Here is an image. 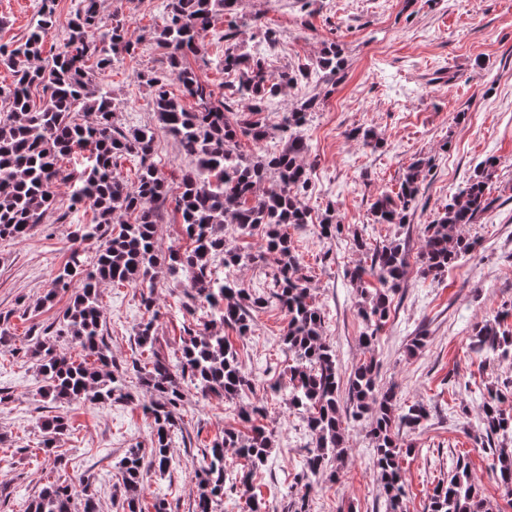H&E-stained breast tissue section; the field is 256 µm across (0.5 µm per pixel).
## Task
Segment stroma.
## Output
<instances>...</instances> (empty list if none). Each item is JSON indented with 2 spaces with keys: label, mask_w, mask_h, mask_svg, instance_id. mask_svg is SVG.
I'll return each instance as SVG.
<instances>
[{
  "label": "stroma",
  "mask_w": 512,
  "mask_h": 512,
  "mask_svg": "<svg viewBox=\"0 0 512 512\" xmlns=\"http://www.w3.org/2000/svg\"><path fill=\"white\" fill-rule=\"evenodd\" d=\"M104 16L125 18L137 41L135 57L94 75L95 82L121 104L119 121L134 127L154 123L151 90L137 72H165L164 51L154 35L166 22L162 0H99ZM35 0H0V44L20 38L35 18ZM260 16L275 32L277 45L266 62L273 72L307 69L287 94L272 98L268 125L278 114L316 97L302 134L311 146L306 157L309 186L304 196L312 221L290 235L311 295L325 321V339L335 347L341 378L365 358L379 365L380 388L394 387L400 407L422 404L429 412L423 426L404 430L410 451L403 457L408 512H428V498L457 462H465L486 512H512L493 471V456L480 440L482 411L475 388L501 385L512 378V355L487 359L474 348L477 326L500 322L512 330V0H240L237 14L218 17L202 44V59L192 66L215 93L224 91V42L229 25ZM336 42L344 67L329 75L318 61L324 43ZM370 131L376 145L351 138ZM499 164L490 185L491 207L462 233L476 250L445 273L423 275L420 252L424 229L442 212L487 158ZM430 162L420 183L418 205L403 224L375 223L371 206L384 193L397 192L409 166ZM87 164L86 152L61 160L66 181L58 202L41 224L21 240L0 239V315L8 316L17 347L32 344V327L59 323L71 291L52 302L43 296L53 278L78 257L83 267L95 262L99 243L74 239L76 225L93 221L88 208L72 209L71 177ZM343 224L341 236L321 237L323 217ZM364 239L375 247L397 240L408 253V276L391 296L389 316L372 346L360 336L362 302L347 271L363 262L355 246ZM160 310L157 343L168 354L181 346L183 289L166 270L154 279ZM101 323L116 364L137 355L142 309L138 289L101 284ZM252 331L228 337L251 378L250 393L226 400L189 394L181 411L183 425L173 434L172 464L165 476L148 475L144 499L166 498L170 512H194V475L202 450L224 428L239 426V412L249 403L265 406L263 424L273 430L276 447L256 474L255 495L266 512H284L297 489L294 476L315 444L305 422L288 405L287 392L271 393V384L287 380L288 358L281 337L288 323L275 302L254 310ZM423 345L411 350L415 337ZM40 360L0 355V453L12 456L0 468V512H24L30 498L50 480L77 484L91 480L99 512H118L125 498L118 463L132 448L150 446L151 421L140 401L150 394L128 384L131 402L99 405L49 404L39 394ZM61 415L70 430L55 443L63 465L41 450L37 419ZM370 421L348 422V453L340 477H317L309 497L310 512H385L373 469Z\"/></svg>",
  "instance_id": "35a3bbf8"
}]
</instances>
